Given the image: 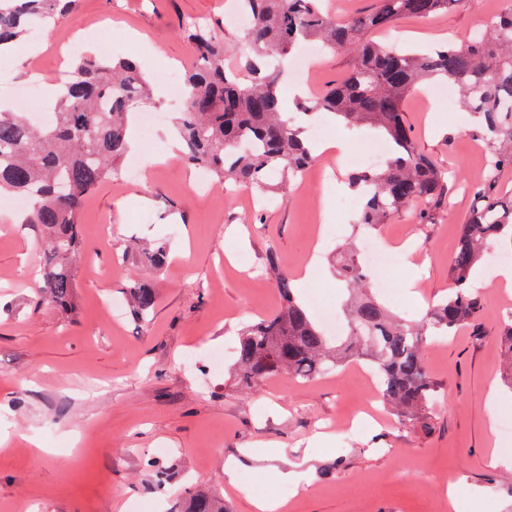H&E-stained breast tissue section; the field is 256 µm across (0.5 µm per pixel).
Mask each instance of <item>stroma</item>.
Wrapping results in <instances>:
<instances>
[{
  "mask_svg": "<svg viewBox=\"0 0 512 512\" xmlns=\"http://www.w3.org/2000/svg\"><path fill=\"white\" fill-rule=\"evenodd\" d=\"M227 2L81 0L46 28L40 49L24 38L0 59V101L30 112L50 106L47 97L32 103L23 95L31 67L54 79L68 40L99 58L151 52L160 60L150 73L153 89L167 115L151 137L134 132L130 155L139 178L107 181L85 200L77 316L31 305L41 236L0 206V433L9 436L0 443V512H136L140 505L181 512L200 488L223 496L230 512H254V497L267 495L286 498L285 512H512V434L489 426L512 416L498 339L512 297L496 282L480 286L481 325L431 338L423 348L440 388L429 434L399 420L351 363L309 381L280 375L251 389L239 384L234 356L213 369L214 353L236 346L243 325L282 303L268 255L277 256L308 309L340 312L347 293L336 250L370 234L353 214L325 207L357 170L347 159L321 158L303 182L273 190L267 204L261 190L219 184L183 156L168 157L165 136L178 115L169 75L195 63L181 23H213L226 66H236L239 31ZM501 6L461 0L374 38L407 48L461 44ZM404 112L419 148L456 173L434 223H420L412 208L380 227L408 241L415 260L372 267L369 278L393 281L396 292L383 304L416 322L452 288L449 263L486 147L462 108L430 111L415 92ZM459 123L465 132H456ZM200 180L205 190H195ZM159 239L171 257L147 276L158 293L150 321L127 309L114 319L103 300L123 301L137 272L136 263L121 259L125 247ZM314 242L322 256L309 271ZM234 251L249 256L252 272L220 268ZM413 276L416 299L405 293ZM493 453L500 463L491 468L486 458ZM230 461L238 465L231 483L224 476ZM157 465L170 478L162 489L151 477Z\"/></svg>",
  "mask_w": 512,
  "mask_h": 512,
  "instance_id": "1",
  "label": "stroma"
}]
</instances>
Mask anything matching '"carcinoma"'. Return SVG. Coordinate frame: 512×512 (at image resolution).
Returning a JSON list of instances; mask_svg holds the SVG:
<instances>
[{
  "instance_id": "cac0c4a2",
  "label": "carcinoma",
  "mask_w": 512,
  "mask_h": 512,
  "mask_svg": "<svg viewBox=\"0 0 512 512\" xmlns=\"http://www.w3.org/2000/svg\"><path fill=\"white\" fill-rule=\"evenodd\" d=\"M78 0H0V53L38 21L48 26L76 9ZM461 0H376L374 9L336 19L322 0H239L252 17L242 33L246 47L238 68L224 70V45L213 25L185 23L195 65L185 78L191 103L176 120L187 160L221 182L264 189L271 176L296 179L314 161L297 118L331 114L346 125H365L390 144L378 169L356 172L351 187L366 197L358 223L374 229L416 202L429 208L419 219L430 224L451 173L420 152L404 114V101L425 80L454 85L460 102L478 119L477 137L486 146L485 174L473 188V201L451 257L454 288L414 324L397 320L369 295L367 272L350 252L338 276L360 294L349 310L347 334L332 339L297 301L293 286L269 255L268 270L284 299L281 310L246 326L236 348L240 382L248 387L286 372L315 378L339 367L341 355L366 356L379 376L382 397L398 418L425 432L439 394L422 357L427 336L449 335L477 325L483 298L470 284L474 267L489 252L512 245V200L497 194L500 175L512 170V0L488 29L460 46L429 51H398L368 38L405 18L428 19ZM319 39L344 60L345 77L321 96L283 110L277 61L301 43ZM150 84L132 59L106 60L80 55L63 84L51 121L36 125L25 112L0 110V194L28 199L23 223L42 233L41 285L32 304L77 313L76 275L80 259L79 214L85 196L118 174L129 150V116L149 102ZM169 257L159 241L140 256L155 270ZM132 312L146 321L157 305L155 289L144 282L127 288ZM184 512H227L224 500L200 490Z\"/></svg>"
}]
</instances>
